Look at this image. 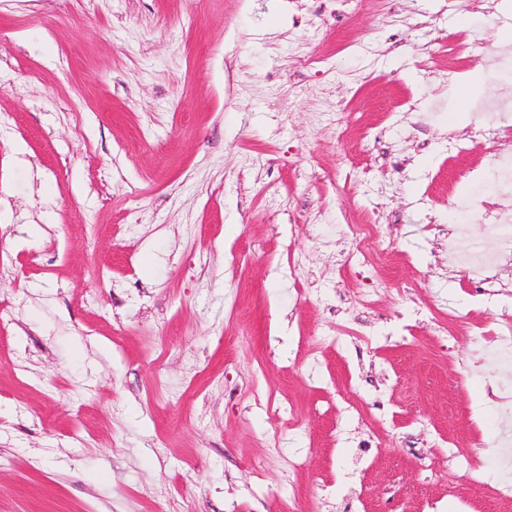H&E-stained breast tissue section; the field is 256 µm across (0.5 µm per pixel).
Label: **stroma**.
I'll list each match as a JSON object with an SVG mask.
<instances>
[{"mask_svg": "<svg viewBox=\"0 0 512 512\" xmlns=\"http://www.w3.org/2000/svg\"><path fill=\"white\" fill-rule=\"evenodd\" d=\"M510 27L512 0H0V512H512V265L489 298L448 260L512 211V137L475 140ZM374 229L372 224H351L348 225L346 244L352 258L360 262L366 261V254L362 250V242L369 238Z\"/></svg>", "mask_w": 512, "mask_h": 512, "instance_id": "stroma-1", "label": "stroma"}]
</instances>
